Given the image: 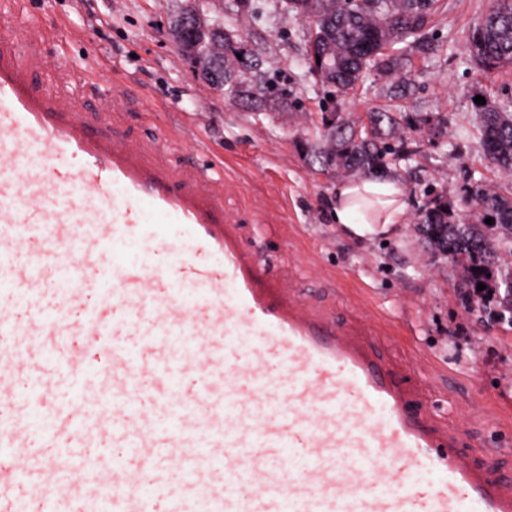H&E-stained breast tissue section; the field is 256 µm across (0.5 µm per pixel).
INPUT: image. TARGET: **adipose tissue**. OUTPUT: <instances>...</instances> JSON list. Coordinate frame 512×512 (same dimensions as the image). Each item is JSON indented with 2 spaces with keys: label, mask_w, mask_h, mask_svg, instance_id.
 Instances as JSON below:
<instances>
[{
  "label": "adipose tissue",
  "mask_w": 512,
  "mask_h": 512,
  "mask_svg": "<svg viewBox=\"0 0 512 512\" xmlns=\"http://www.w3.org/2000/svg\"><path fill=\"white\" fill-rule=\"evenodd\" d=\"M405 197V186L397 175L367 174L337 185L331 219L352 238L384 235L403 223Z\"/></svg>",
  "instance_id": "obj_1"
}]
</instances>
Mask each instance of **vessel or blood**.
<instances>
[{"instance_id": "obj_1", "label": "vessel or blood", "mask_w": 512, "mask_h": 512, "mask_svg": "<svg viewBox=\"0 0 512 512\" xmlns=\"http://www.w3.org/2000/svg\"><path fill=\"white\" fill-rule=\"evenodd\" d=\"M0 18V512L107 486L112 512H512L379 327L268 273L222 172L122 132L119 90L87 122L55 25Z\"/></svg>"}]
</instances>
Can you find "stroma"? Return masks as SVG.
Segmentation results:
<instances>
[{"label":"stroma","mask_w":512,"mask_h":512,"mask_svg":"<svg viewBox=\"0 0 512 512\" xmlns=\"http://www.w3.org/2000/svg\"><path fill=\"white\" fill-rule=\"evenodd\" d=\"M255 2L261 20L242 17L241 27L296 96L278 112L228 100L177 54L167 31L181 0H18V9L55 21L53 50L65 64L78 71L97 59L99 87L120 81L128 134L168 137L180 164L223 165L224 208L247 226L248 247L263 252L306 303L342 322L388 325L378 348L431 378L440 422H453L467 442L463 462H482L496 448L498 474L512 478V327L483 329L479 310H467L459 295L464 268L437 256L414 229L433 206L467 213L476 185L512 195V176L496 171L468 134L478 120L477 97L512 101V67L485 73L465 51L491 0H438L428 48L404 63L412 81L407 97L388 98V79L372 72L346 96V119L363 125L383 109L398 121L391 144L406 188L404 224L361 242L343 236L330 217L347 173L321 167L310 150L328 134L332 101L307 61L309 26L284 12L282 0ZM421 116L429 126L416 125Z\"/></svg>","instance_id":"35a3bbf8"}]
</instances>
